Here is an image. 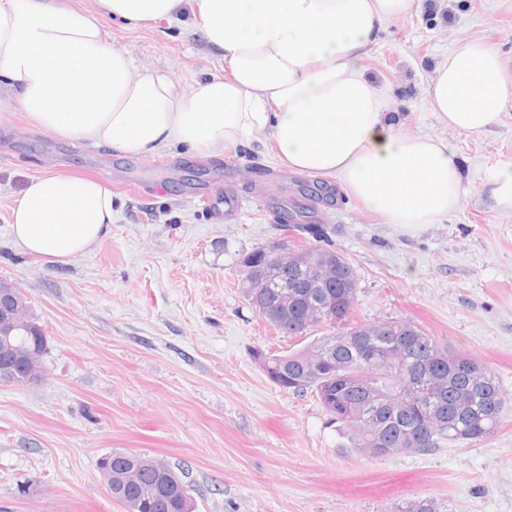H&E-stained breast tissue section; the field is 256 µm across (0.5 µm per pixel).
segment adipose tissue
I'll return each instance as SVG.
<instances>
[{"instance_id":"1","label":"adipose tissue","mask_w":512,"mask_h":512,"mask_svg":"<svg viewBox=\"0 0 512 512\" xmlns=\"http://www.w3.org/2000/svg\"><path fill=\"white\" fill-rule=\"evenodd\" d=\"M424 0H0V127L15 108L70 141L150 156L181 144L218 157L272 139L288 170L337 177L385 223L439 224L461 201L448 142L395 123L363 60L390 22ZM137 28L188 18L228 75L184 88L140 73L102 20ZM426 97L448 128L482 133L512 99V71L492 46L459 41L437 63ZM112 191L70 175L33 178L12 212L30 255L64 264L107 234Z\"/></svg>"}]
</instances>
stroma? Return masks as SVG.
Listing matches in <instances>:
<instances>
[{"mask_svg":"<svg viewBox=\"0 0 512 512\" xmlns=\"http://www.w3.org/2000/svg\"><path fill=\"white\" fill-rule=\"evenodd\" d=\"M104 26L140 70L182 86L227 72L183 24ZM465 39L493 45L512 69V0H427L387 24L363 61L406 131L450 143L462 167L459 208L412 231L383 223L336 178L289 171L270 140L218 159L181 147L141 157L60 140L21 112L0 130V279L21 289L46 339L39 385L0 383V512H126L98 469L115 450L185 472L194 512H392L428 496L448 512H512V216L488 199L492 173L512 165V101L481 134L448 129L426 101L434 65ZM47 172L112 190L108 234L64 265L11 235L23 189ZM228 191L237 212L203 210L201 193ZM307 203L322 236L279 225L280 211ZM275 243L345 255L353 322L412 321L495 370L507 395L497 432L385 459L343 447L315 394L282 390L259 360L332 332L286 336L245 298L243 258Z\"/></svg>","mask_w":512,"mask_h":512,"instance_id":"obj_1","label":"stroma"}]
</instances>
